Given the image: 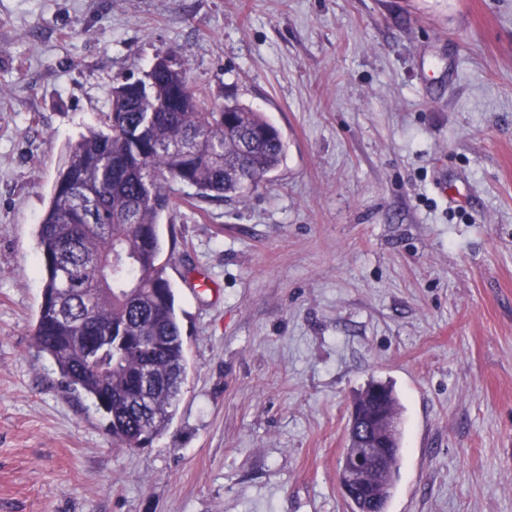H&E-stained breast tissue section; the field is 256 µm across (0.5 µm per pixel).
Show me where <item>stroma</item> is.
<instances>
[{
	"mask_svg": "<svg viewBox=\"0 0 512 512\" xmlns=\"http://www.w3.org/2000/svg\"><path fill=\"white\" fill-rule=\"evenodd\" d=\"M165 55L285 152L242 198L175 186L187 381L117 448L34 347L36 226L114 79ZM373 379L387 512H512V0H0V512H351ZM382 386L386 391V406L393 417L397 420V427L390 438V447L395 448L396 456L391 460L389 465V476L380 488V495L377 498L376 508L381 512H386L388 500L391 497L394 488L395 477L397 473L398 463L401 454V438L402 432L400 428V403L392 386L383 382L372 381L367 388L362 391L356 398H361L371 387Z\"/></svg>",
	"mask_w": 512,
	"mask_h": 512,
	"instance_id": "stroma-1",
	"label": "stroma"
}]
</instances>
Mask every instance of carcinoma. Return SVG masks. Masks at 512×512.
<instances>
[{
    "mask_svg": "<svg viewBox=\"0 0 512 512\" xmlns=\"http://www.w3.org/2000/svg\"><path fill=\"white\" fill-rule=\"evenodd\" d=\"M278 129L237 102H206L188 68L158 62L150 79L112 89L102 127L69 148L37 225L42 301L34 326L65 388L92 401L119 448L160 435L187 376L175 294L160 262L159 223L174 184L205 198L246 195L282 160ZM152 385L140 386L142 377ZM386 406L400 418L392 386ZM376 508L386 512L401 454Z\"/></svg>",
    "mask_w": 512,
    "mask_h": 512,
    "instance_id": "1",
    "label": "carcinoma"
}]
</instances>
